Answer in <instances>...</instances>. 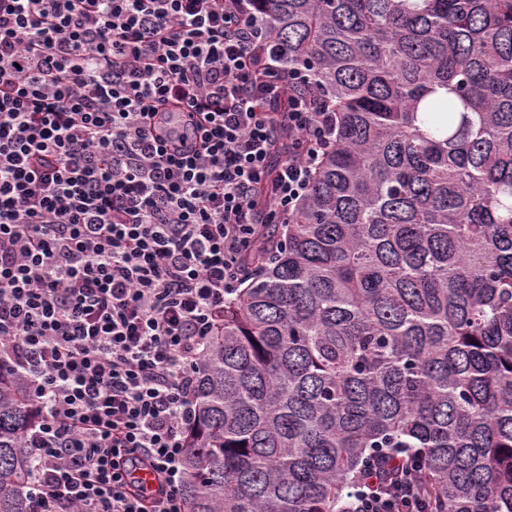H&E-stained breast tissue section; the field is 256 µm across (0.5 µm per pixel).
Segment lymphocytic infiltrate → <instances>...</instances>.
Here are the masks:
<instances>
[{
  "label": "lymphocytic infiltrate",
  "instance_id": "obj_1",
  "mask_svg": "<svg viewBox=\"0 0 512 512\" xmlns=\"http://www.w3.org/2000/svg\"><path fill=\"white\" fill-rule=\"evenodd\" d=\"M282 54L253 0H0V369L34 408L32 512H188L209 338L336 142ZM347 509L429 503L371 466Z\"/></svg>",
  "mask_w": 512,
  "mask_h": 512
}]
</instances>
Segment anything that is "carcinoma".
Segmentation results:
<instances>
[{
	"label": "carcinoma",
	"instance_id": "cac0c4a2",
	"mask_svg": "<svg viewBox=\"0 0 512 512\" xmlns=\"http://www.w3.org/2000/svg\"><path fill=\"white\" fill-rule=\"evenodd\" d=\"M336 143L198 367L188 512H340L399 451L432 512H512V0H256ZM0 376V512H30Z\"/></svg>",
	"mask_w": 512,
	"mask_h": 512
}]
</instances>
